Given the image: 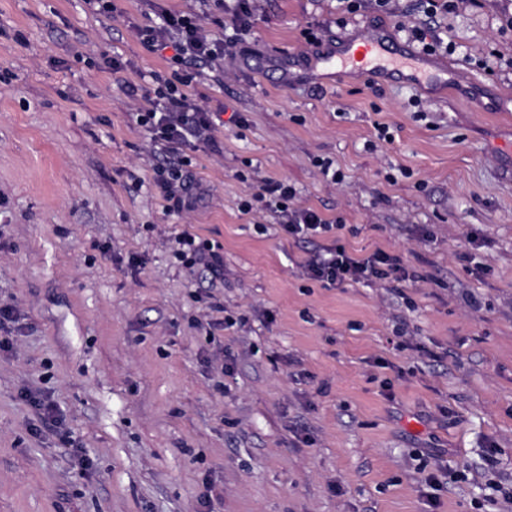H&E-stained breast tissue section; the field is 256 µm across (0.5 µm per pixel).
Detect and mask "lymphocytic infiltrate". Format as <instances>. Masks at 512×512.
Masks as SVG:
<instances>
[{"label":"lymphocytic infiltrate","instance_id":"f902f5d3","mask_svg":"<svg viewBox=\"0 0 512 512\" xmlns=\"http://www.w3.org/2000/svg\"><path fill=\"white\" fill-rule=\"evenodd\" d=\"M479 0H420L424 21L408 26L407 37L419 51L432 55L442 51L443 40L436 33L435 18L457 11L464 4ZM253 15L252 0H235L229 23L234 36L224 37L204 26L196 14L161 12L157 21L139 32L143 44L155 51L171 50V64L177 70L173 79L145 96L137 107L135 119L149 136L157 159L152 181L160 197L182 209L197 187L189 155L196 143L209 140L215 126V114L193 104L188 95L195 75L193 65L219 64L225 56L247 51L246 32ZM296 189L285 180H265L242 206L244 212L256 211L272 218L280 233L297 242H313L333 228L332 222L310 207L296 204ZM174 256L185 268L207 265L220 272L221 260L212 246L189 232L175 239ZM305 274L327 287L347 283L390 284L415 282L400 257L377 250L365 255L349 252L342 242L315 249L303 265Z\"/></svg>","mask_w":512,"mask_h":512}]
</instances>
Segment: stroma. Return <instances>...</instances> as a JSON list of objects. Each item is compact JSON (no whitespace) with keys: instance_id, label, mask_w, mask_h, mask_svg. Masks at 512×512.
Wrapping results in <instances>:
<instances>
[{"instance_id":"1","label":"stroma","mask_w":512,"mask_h":512,"mask_svg":"<svg viewBox=\"0 0 512 512\" xmlns=\"http://www.w3.org/2000/svg\"><path fill=\"white\" fill-rule=\"evenodd\" d=\"M116 7L0 0V306L15 312L0 512H512L492 489L512 485V0L442 20L448 81L428 88L282 79L311 51L305 28L337 48L417 21L415 0L349 16L336 0H254L259 57L190 87L220 118L192 154L208 195L182 215L152 184L127 87L171 75L139 28L201 6ZM264 179L343 221L321 244L400 256L418 282L308 279L311 245L241 209ZM185 230L213 245L223 280L173 258ZM28 391L57 405L72 447ZM441 465L432 499L419 479Z\"/></svg>"}]
</instances>
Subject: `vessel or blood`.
<instances>
[{"label":"vessel or blood","instance_id":"vessel-or-blood-1","mask_svg":"<svg viewBox=\"0 0 512 512\" xmlns=\"http://www.w3.org/2000/svg\"><path fill=\"white\" fill-rule=\"evenodd\" d=\"M317 62L345 75H364L380 81L437 83L442 74L431 57L416 53L382 33L371 34L358 43L347 42L338 52L319 53Z\"/></svg>","mask_w":512,"mask_h":512}]
</instances>
